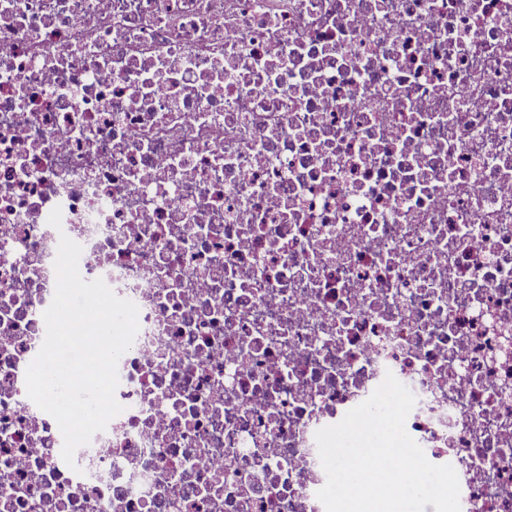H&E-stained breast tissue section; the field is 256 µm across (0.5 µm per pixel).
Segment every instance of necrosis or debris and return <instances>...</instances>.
<instances>
[{"mask_svg":"<svg viewBox=\"0 0 512 512\" xmlns=\"http://www.w3.org/2000/svg\"><path fill=\"white\" fill-rule=\"evenodd\" d=\"M63 234L139 322L70 465L25 383ZM389 372L512 512V0H0V512H325Z\"/></svg>","mask_w":512,"mask_h":512,"instance_id":"obj_1","label":"necrosis or debris"}]
</instances>
